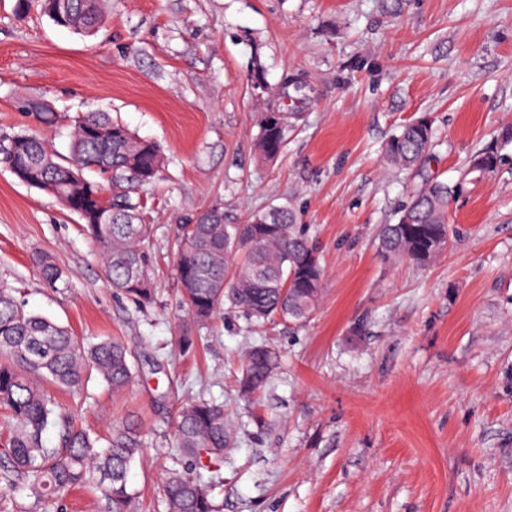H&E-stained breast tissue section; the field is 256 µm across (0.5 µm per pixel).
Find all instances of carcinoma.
Listing matches in <instances>:
<instances>
[{"label":"carcinoma","mask_w":512,"mask_h":512,"mask_svg":"<svg viewBox=\"0 0 512 512\" xmlns=\"http://www.w3.org/2000/svg\"><path fill=\"white\" fill-rule=\"evenodd\" d=\"M43 12L54 22L64 18L67 28L95 34L105 23L107 0H41ZM22 109L40 124L52 126L57 116ZM288 112L267 110L260 118L259 150L271 160L280 152L288 127ZM431 120L422 116L403 125L386 144V160L414 170L421 184L397 213L396 222L380 229V248L388 257L418 266L433 262L449 241V206L468 183L501 162L497 146L472 157L455 184L424 173L431 155ZM164 156L160 145L141 139L107 112H87L72 126L69 156L62 157L42 139L14 135L0 146V164L13 170L24 184L52 194L69 211L82 217L98 245L108 284L137 304L154 300L145 246L150 236L139 204L131 191L155 181ZM106 180L111 190L109 223L99 203L86 201L87 192ZM180 303L193 325L177 338L181 352L194 350L193 327H205L224 305L261 324L278 319L304 323L315 313L322 295L323 268L313 242L296 223L289 206H273L249 214L241 224L224 221V204L213 203L176 225L174 235ZM42 276L55 282L61 270L47 256L38 258ZM280 355L266 344L246 352L238 380L244 396L263 389L278 370ZM97 373L112 390L135 382L134 354L119 337H104L86 345L65 326L28 312L11 290L0 288V409L10 423V435L0 457V485L16 490L33 506L60 503L77 488L100 493L110 512H129L136 491L129 483L133 467L146 448L139 422L128 419L106 438L76 423L48 391L84 388ZM175 448L181 468L164 477L165 512H218L212 491L224 466V452L234 442V428L224 403L199 397L182 403L174 418ZM57 430L58 444L47 445L44 434Z\"/></svg>","instance_id":"cac0c4a2"}]
</instances>
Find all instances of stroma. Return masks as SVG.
<instances>
[{
    "instance_id": "35a3bbf8",
    "label": "stroma",
    "mask_w": 512,
    "mask_h": 512,
    "mask_svg": "<svg viewBox=\"0 0 512 512\" xmlns=\"http://www.w3.org/2000/svg\"><path fill=\"white\" fill-rule=\"evenodd\" d=\"M13 5L0 0V144L32 131L64 155L73 117L102 111L167 158L162 181L135 192L151 226L145 306L110 288L76 215L0 165V287L84 342L120 336L135 351L129 388L94 377L59 396L103 435L142 421L131 512H164L173 418L199 395L223 401L235 429L219 512H512V143L451 202L452 245L431 265L384 259L378 240L414 185L381 152L398 127L432 120L429 172L453 184L512 124V0H408L397 18L380 0H110L92 36ZM290 75L306 87L264 163L260 113ZM25 100L58 123L36 124ZM216 201L232 224L292 207L324 292L300 326L224 308L183 356L174 228ZM38 254L61 269L56 284ZM257 342L282 366L245 399L237 377Z\"/></svg>"
}]
</instances>
